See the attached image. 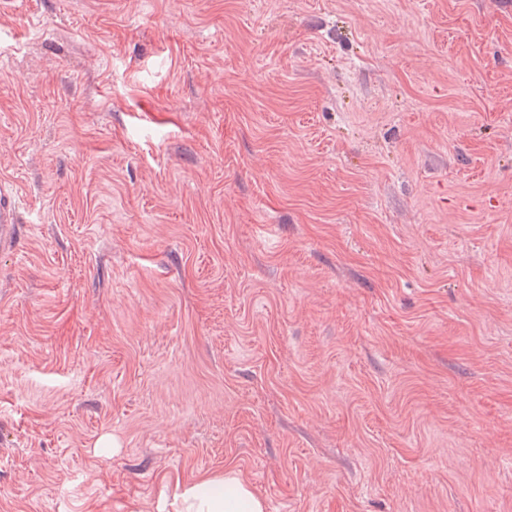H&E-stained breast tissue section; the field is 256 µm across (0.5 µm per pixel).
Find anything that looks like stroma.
Listing matches in <instances>:
<instances>
[{
	"label": "stroma",
	"instance_id": "obj_1",
	"mask_svg": "<svg viewBox=\"0 0 512 512\" xmlns=\"http://www.w3.org/2000/svg\"><path fill=\"white\" fill-rule=\"evenodd\" d=\"M0 512H512V0H0ZM21 222L20 203L13 185L0 180V249L4 251L14 246L17 229ZM171 505L174 512H266L265 499L234 469L185 484Z\"/></svg>",
	"mask_w": 512,
	"mask_h": 512
}]
</instances>
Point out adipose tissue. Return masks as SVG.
<instances>
[{
  "mask_svg": "<svg viewBox=\"0 0 512 512\" xmlns=\"http://www.w3.org/2000/svg\"><path fill=\"white\" fill-rule=\"evenodd\" d=\"M173 506L175 512H267L265 499L234 469L185 484Z\"/></svg>",
  "mask_w": 512,
  "mask_h": 512,
  "instance_id": "adipose-tissue-1",
  "label": "adipose tissue"
}]
</instances>
